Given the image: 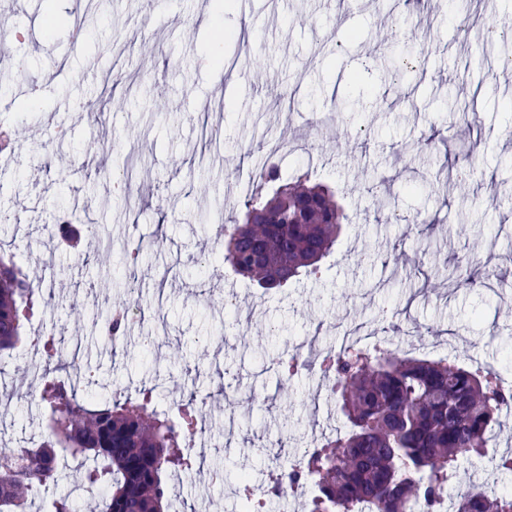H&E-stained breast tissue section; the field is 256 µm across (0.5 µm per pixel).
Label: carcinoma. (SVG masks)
Segmentation results:
<instances>
[{"instance_id":"1","label":"carcinoma","mask_w":512,"mask_h":512,"mask_svg":"<svg viewBox=\"0 0 512 512\" xmlns=\"http://www.w3.org/2000/svg\"><path fill=\"white\" fill-rule=\"evenodd\" d=\"M241 206L243 223L228 217L216 238L224 240V261L267 289L316 273L347 220L334 192L288 179L276 165L255 177ZM256 209L268 211L269 223L249 222ZM31 288L15 255L1 252L0 362L23 340ZM131 320L128 305H118L105 326L121 336ZM44 349L49 433L38 447L13 448L3 457L0 512H27L28 499L56 478L57 448L91 461L85 481L103 486L102 512H169V475L188 465L183 442L202 419L197 391L181 401L175 419L159 409L154 386L100 402L57 376L74 368L64 340L51 336ZM323 365L348 430L307 449L294 465L262 472L273 493L314 485L310 512H359L362 505L412 512L421 497L431 512H443L448 484L460 476L458 457L484 455L499 412L512 403L494 373L445 358L349 344L326 353ZM239 493L242 512H262L250 483ZM452 512H512V494L476 492L453 501Z\"/></svg>"}]
</instances>
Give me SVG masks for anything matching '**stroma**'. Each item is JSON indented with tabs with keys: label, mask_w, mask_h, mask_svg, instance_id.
Returning a JSON list of instances; mask_svg holds the SVG:
<instances>
[{
	"label": "stroma",
	"mask_w": 512,
	"mask_h": 512,
	"mask_svg": "<svg viewBox=\"0 0 512 512\" xmlns=\"http://www.w3.org/2000/svg\"><path fill=\"white\" fill-rule=\"evenodd\" d=\"M212 2L175 0L160 24L150 0H0V27L23 34L7 51L24 61L0 71V130L16 133L0 167V243L44 289L32 323L79 339L96 382L177 401L196 375L212 439L181 494L196 512H237L238 473L274 466L275 441L290 451L346 429L318 376L272 369L294 346L338 350L346 326L384 307L397 314L389 338L411 340L414 355L512 369V70L501 66L512 0H432L424 12L400 0H232L219 24ZM490 27L502 31L492 42ZM406 50L420 67L389 70L387 56ZM464 108L478 117L473 148ZM435 127L439 143L421 148ZM448 156L466 161L465 177H449ZM272 160L344 189L349 221L318 274L266 293L225 271L215 227L240 181ZM383 175L401 222L367 191ZM62 226L81 231L82 252ZM139 244L150 315L115 344L102 324ZM364 249L372 260L357 264ZM417 262L453 268L455 284L422 288ZM476 268L491 287L468 284ZM32 365L24 345L7 364L1 447L47 435Z\"/></svg>",
	"instance_id": "stroma-1"
}]
</instances>
